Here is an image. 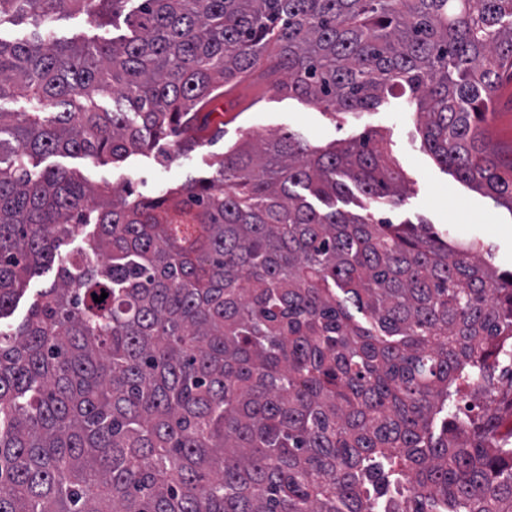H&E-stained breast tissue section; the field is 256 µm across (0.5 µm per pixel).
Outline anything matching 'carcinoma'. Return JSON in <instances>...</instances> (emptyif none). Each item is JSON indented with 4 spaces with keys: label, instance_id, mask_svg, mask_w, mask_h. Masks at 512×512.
<instances>
[{
    "label": "carcinoma",
    "instance_id": "cac0c4a2",
    "mask_svg": "<svg viewBox=\"0 0 512 512\" xmlns=\"http://www.w3.org/2000/svg\"><path fill=\"white\" fill-rule=\"evenodd\" d=\"M76 12L128 33L42 27ZM6 17L35 31L0 38V100L33 106L0 111V319L58 271L0 329V512H512V395H493L512 274L477 244L336 207L353 187L404 205L372 136L246 143L216 182L134 200L31 163L158 150L265 64L325 112L408 95L421 146L512 210V166L477 146L512 70V0H0ZM477 382L481 410L449 412ZM55 266L56 264L53 267L41 269L30 279L25 287L26 290L16 300L11 313L1 320L2 328L16 327L25 320L31 305L38 297L40 291L52 283L55 275Z\"/></svg>",
    "mask_w": 512,
    "mask_h": 512
}]
</instances>
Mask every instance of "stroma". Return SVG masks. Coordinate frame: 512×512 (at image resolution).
Returning a JSON list of instances; mask_svg holds the SVG:
<instances>
[{
	"mask_svg": "<svg viewBox=\"0 0 512 512\" xmlns=\"http://www.w3.org/2000/svg\"><path fill=\"white\" fill-rule=\"evenodd\" d=\"M245 93L256 99L247 108L221 96L213 101L214 120L192 148H184L181 136L173 134L165 139L160 154L148 151L105 165L78 155H47L39 158L38 166L77 172L117 194L128 186L134 196L156 197L187 181L215 177L225 152L257 138L290 132L314 149L372 133L382 138L409 188L404 205L392 215L393 222H425L452 244L482 243L491 250L490 264L501 274L512 273V211L460 181L423 149L416 111L405 97L387 96L380 107L357 117L335 115L276 91L260 69L246 80ZM481 144L497 162L512 165L510 73H503L498 81L481 126Z\"/></svg>",
	"mask_w": 512,
	"mask_h": 512,
	"instance_id": "obj_1",
	"label": "stroma"
}]
</instances>
